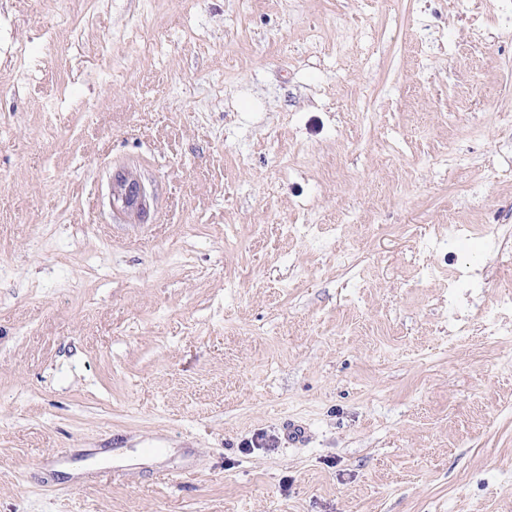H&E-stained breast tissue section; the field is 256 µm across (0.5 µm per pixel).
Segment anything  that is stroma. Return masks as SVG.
Segmentation results:
<instances>
[{
  "label": "stroma",
  "instance_id": "obj_1",
  "mask_svg": "<svg viewBox=\"0 0 512 512\" xmlns=\"http://www.w3.org/2000/svg\"><path fill=\"white\" fill-rule=\"evenodd\" d=\"M509 293L512 0H0V512H512ZM146 191L143 185L124 173H117L112 183V207L134 212L143 209Z\"/></svg>",
  "mask_w": 512,
  "mask_h": 512
}]
</instances>
